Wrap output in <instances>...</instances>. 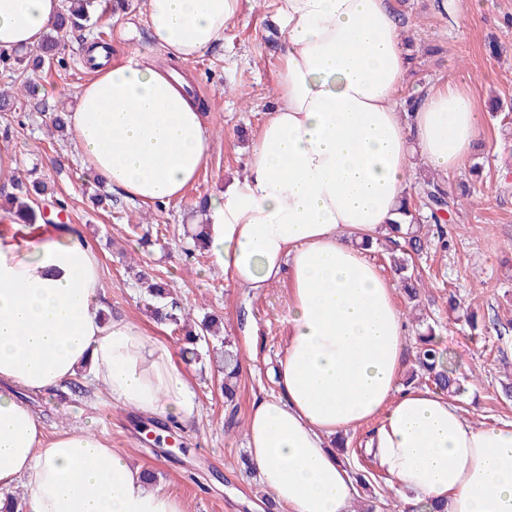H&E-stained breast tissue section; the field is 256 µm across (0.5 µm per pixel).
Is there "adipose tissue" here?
I'll list each match as a JSON object with an SVG mask.
<instances>
[{"label": "adipose tissue", "mask_w": 512, "mask_h": 512, "mask_svg": "<svg viewBox=\"0 0 512 512\" xmlns=\"http://www.w3.org/2000/svg\"><path fill=\"white\" fill-rule=\"evenodd\" d=\"M240 0H145L169 59L221 42ZM60 0H0V51L38 47ZM287 32L277 103L242 183L209 197L215 263L260 294L289 279L278 393L249 414V457L288 512H350L354 470L329 441L364 425V451L390 490L424 512H512V421L473 426L447 392L399 383L408 342L392 283L362 241L387 234L421 156L440 174L482 132L466 90L441 83L404 116L409 68L390 0H278ZM92 47V78L67 116L93 176L144 206L181 199L211 147L205 106L182 73ZM98 255L77 233L0 234V488L23 483L30 512H184L91 428L46 434L14 389L78 375L113 401L182 421L191 377L126 319L104 320Z\"/></svg>", "instance_id": "ef3b65f1"}]
</instances>
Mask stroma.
<instances>
[{
	"label": "stroma",
	"instance_id": "35a3bbf8",
	"mask_svg": "<svg viewBox=\"0 0 512 512\" xmlns=\"http://www.w3.org/2000/svg\"><path fill=\"white\" fill-rule=\"evenodd\" d=\"M276 3L240 0L223 42L189 67L192 89L207 108L212 146L197 182L181 200L147 210L116 192L111 211L94 207L87 187L92 175L71 137L49 128L54 113L74 110L78 88L91 76L87 48L94 33L111 45L113 60L143 52L169 65L149 38L143 0H124L118 11L96 14L92 31L72 36L68 67L32 73L35 95L20 98L14 110L0 111V147L15 152L19 178L35 174L49 195L66 200L63 221L98 255L101 300L112 316L133 321L179 354V343L167 328L156 327L145 306L134 278L142 269L167 282L190 305L193 320L207 314L219 319L239 350L241 372L230 403L208 356L183 361L194 381L198 412L182 425L173 455L166 452L171 420L140 415L89 386L20 395L47 433L93 426L117 453L152 468L157 486L178 498L185 512H286L241 459L254 403L277 392L273 368L289 331L288 285L271 284L254 297L231 283L209 251L186 252L193 226L202 221L197 200L243 181L253 138L276 102L285 43ZM402 34L419 50L406 84L418 78L429 86L446 82L468 88L480 103L495 97L512 103V0H454L446 16L438 0H406ZM481 138L470 161L483 166V190L447 225L448 251L431 246L421 259L428 283L422 300L439 320L445 347L466 379L457 403L478 425L512 421V400L502 392L512 384V129L487 119ZM133 224H162L168 232L143 245L129 231ZM452 291L482 320L483 338L456 322L448 305Z\"/></svg>",
	"mask_w": 512,
	"mask_h": 512
}]
</instances>
